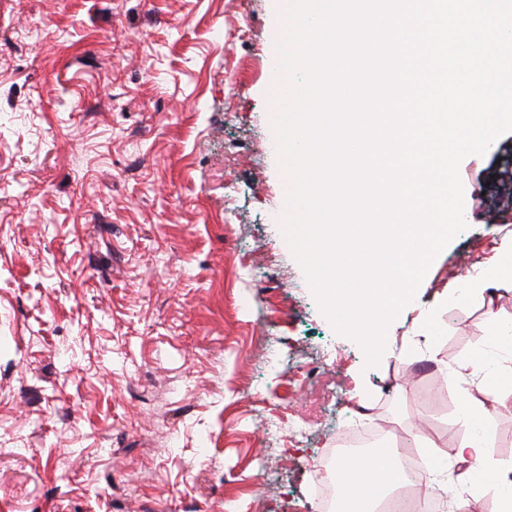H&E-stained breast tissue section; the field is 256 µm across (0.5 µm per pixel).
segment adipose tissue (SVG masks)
<instances>
[{
    "mask_svg": "<svg viewBox=\"0 0 512 512\" xmlns=\"http://www.w3.org/2000/svg\"><path fill=\"white\" fill-rule=\"evenodd\" d=\"M512 288V229L501 228L498 259L477 268L467 277L463 288H451L445 294L448 301H458L460 296L485 297L490 288ZM491 415L483 401L471 395H463L459 402V422L467 428L456 450V459L461 463L481 466L494 476L492 483L485 485V494L493 495L495 512H512V460L495 458L491 452L493 434L475 432L480 422H490ZM397 449L390 448L371 458L350 461L339 458L338 471L344 473L341 482V512H370L372 498L382 490L400 486L401 480L396 465Z\"/></svg>",
    "mask_w": 512,
    "mask_h": 512,
    "instance_id": "ef3b65f1",
    "label": "adipose tissue"
}]
</instances>
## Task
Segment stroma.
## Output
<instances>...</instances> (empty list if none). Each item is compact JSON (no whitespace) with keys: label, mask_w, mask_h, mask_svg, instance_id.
Returning <instances> with one entry per match:
<instances>
[{"label":"stroma","mask_w":512,"mask_h":512,"mask_svg":"<svg viewBox=\"0 0 512 512\" xmlns=\"http://www.w3.org/2000/svg\"><path fill=\"white\" fill-rule=\"evenodd\" d=\"M280 13L281 0H0V512H313L312 474L360 404L410 447L409 425L438 434L450 463L466 392L491 404L512 458V399L367 366L269 222ZM502 155L462 160L490 215L465 210L396 339L461 266L495 258L512 226ZM439 323V363L497 356L480 302ZM311 401L303 438L266 432Z\"/></svg>","instance_id":"35a3bbf8"}]
</instances>
